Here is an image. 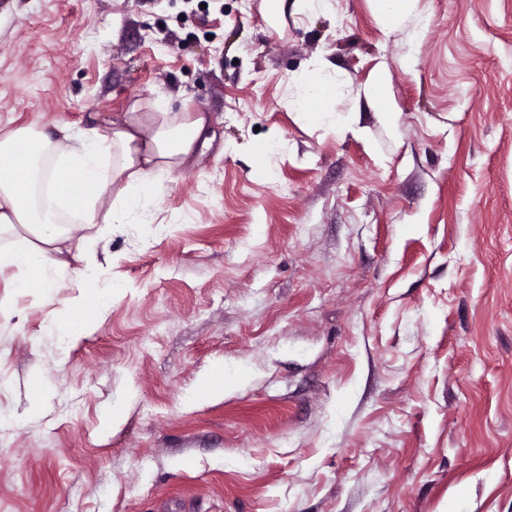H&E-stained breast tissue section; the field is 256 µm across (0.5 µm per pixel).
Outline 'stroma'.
<instances>
[{
	"instance_id": "1",
	"label": "stroma",
	"mask_w": 512,
	"mask_h": 512,
	"mask_svg": "<svg viewBox=\"0 0 512 512\" xmlns=\"http://www.w3.org/2000/svg\"><path fill=\"white\" fill-rule=\"evenodd\" d=\"M332 2L0 0V123L216 134L97 242L126 290L66 361L73 289L0 326V512H512V0ZM320 55L363 134L291 107ZM220 363L250 382L188 399ZM378 9L386 15H395L396 17L411 16L416 18L419 23L424 20L422 12L418 9L420 0H376Z\"/></svg>"
}]
</instances>
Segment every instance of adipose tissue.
Instances as JSON below:
<instances>
[{"instance_id":"ef3b65f1","label":"adipose tissue","mask_w":512,"mask_h":512,"mask_svg":"<svg viewBox=\"0 0 512 512\" xmlns=\"http://www.w3.org/2000/svg\"><path fill=\"white\" fill-rule=\"evenodd\" d=\"M313 74L314 82H289L303 110L345 92L326 60L314 62ZM310 112L327 129L348 125L332 108ZM208 128L206 113L174 112L157 100L134 102L103 131L62 126L53 137L34 124L0 128V228L19 224L30 233L18 249L0 252V284L16 298L77 288L67 311L40 330L58 356L88 335L90 317L106 314L121 291L100 286L91 263L72 264L70 241L88 245L111 225L154 223L165 179L189 163Z\"/></svg>"}]
</instances>
